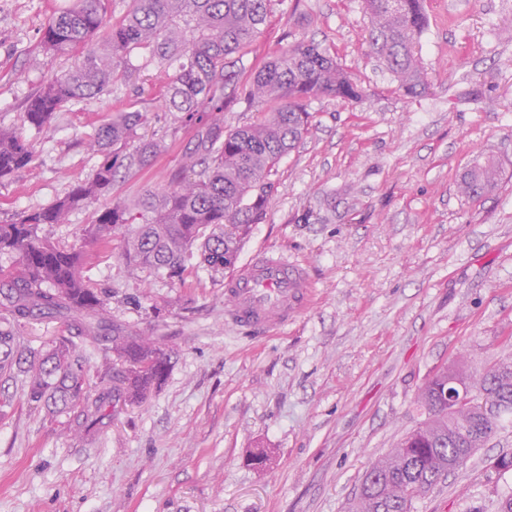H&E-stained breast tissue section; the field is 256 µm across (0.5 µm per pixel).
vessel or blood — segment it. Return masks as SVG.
<instances>
[{"instance_id":"vessel-or-blood-1","label":"vessel or blood","mask_w":512,"mask_h":512,"mask_svg":"<svg viewBox=\"0 0 512 512\" xmlns=\"http://www.w3.org/2000/svg\"><path fill=\"white\" fill-rule=\"evenodd\" d=\"M312 282L305 264L268 251L245 263L229 277L224 292L239 327L281 328L309 305Z\"/></svg>"}]
</instances>
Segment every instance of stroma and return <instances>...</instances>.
Returning <instances> with one entry per match:
<instances>
[{"label": "stroma", "mask_w": 512, "mask_h": 512, "mask_svg": "<svg viewBox=\"0 0 512 512\" xmlns=\"http://www.w3.org/2000/svg\"><path fill=\"white\" fill-rule=\"evenodd\" d=\"M73 0H0V128L35 150V168L0 182V221L45 207L100 161L85 134L113 110L148 113L165 149L120 167L112 194L158 189L198 127L179 128L143 53L103 99L21 122L30 96L73 63L40 49L53 9ZM419 57L430 87L409 96L372 54L363 0H272L256 44L230 56L225 92L243 96L266 56L318 42L362 90L313 100L309 130L280 162L264 223L239 263L264 250L305 263L309 307L288 326L252 332L225 311V274L193 268L185 283L88 247L85 273L114 324L171 352L161 386L140 405L116 402L96 432L73 414L27 401L21 374L0 376V512H353L364 475L425 418L418 395L463 355L512 357V0H424ZM493 156L497 187L469 199L464 170ZM23 355L66 335L42 318L19 329ZM267 448L258 468L250 451ZM512 427L497 430L414 512H496L512 493Z\"/></svg>", "instance_id": "stroma-1"}]
</instances>
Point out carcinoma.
<instances>
[{
    "mask_svg": "<svg viewBox=\"0 0 512 512\" xmlns=\"http://www.w3.org/2000/svg\"><path fill=\"white\" fill-rule=\"evenodd\" d=\"M107 2L75 0L49 17L42 30L44 51L77 52L78 63L31 96L23 123L41 130L67 105L109 94L131 53L146 50L165 72L166 111L182 113L186 125L206 124L164 187L99 206L72 250L54 245L42 235V226L64 224L73 210L112 191L120 167L117 147L136 138L138 164L153 163L162 144L138 134L146 125L145 113L121 111L95 127L86 139L102 160L91 175L53 205L20 211L0 224V251L19 257L16 267L0 269V321L6 324L0 329V373L12 367L18 326L41 317L64 318L69 335L46 357L25 361L26 397L32 403L61 404L86 430L102 422L113 397L131 404L146 400L165 379L169 354L161 343L112 325L104 293L92 288L83 273L84 246L110 245L126 265L162 272L181 283L195 247L214 272L234 266L252 226L267 216L270 176L308 130L309 102L321 95L361 98L358 85L320 44L299 40L277 48L253 76L245 102H264L268 111L249 125L227 130L224 60L257 40L271 0H130L125 15L113 22ZM364 2L373 53L406 94L424 93L429 82L416 52L427 21L422 0ZM100 32L105 34L102 50L91 47ZM34 164L29 142L0 129V181ZM500 173L495 157L474 163L461 176V194L475 199L490 193ZM85 342L113 353L117 364L100 377L95 394L87 389L86 372L76 357ZM481 372L487 387L473 398L469 411L477 440L459 447L451 438L456 425L448 412L428 408L426 397L448 389V369L431 375L418 397L427 418L375 464L376 476L365 474L357 512H413L416 500L448 470V460L469 459L490 438L495 421L512 424V360Z\"/></svg>",
    "mask_w": 512,
    "mask_h": 512,
    "instance_id": "carcinoma-1",
    "label": "carcinoma"
}]
</instances>
